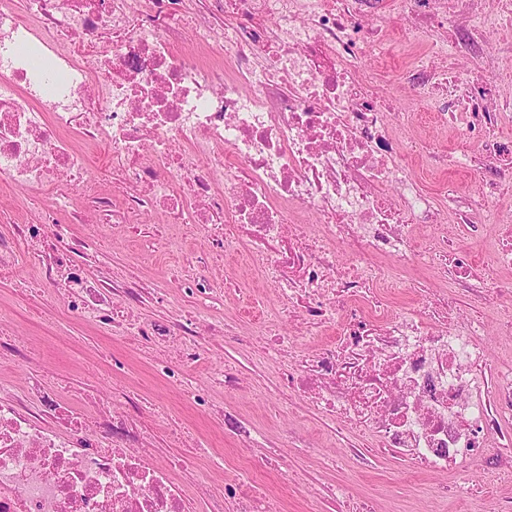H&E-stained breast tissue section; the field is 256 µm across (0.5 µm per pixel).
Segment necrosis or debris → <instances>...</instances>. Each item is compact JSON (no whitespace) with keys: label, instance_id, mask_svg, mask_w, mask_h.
I'll list each match as a JSON object with an SVG mask.
<instances>
[{"label":"necrosis or debris","instance_id":"1","mask_svg":"<svg viewBox=\"0 0 512 512\" xmlns=\"http://www.w3.org/2000/svg\"><path fill=\"white\" fill-rule=\"evenodd\" d=\"M469 2L401 0L407 37L449 17L482 58L498 24L470 25ZM188 3L0 0V177L44 205L41 223L0 238V274L29 260L65 284L72 313L107 308L123 328L142 289L66 277L72 251L56 232L71 187L96 193L73 138L106 144L124 209L99 205L100 220L171 211L274 271L280 318L338 325L334 342L310 351L273 330L259 339L308 407L429 472L457 469L478 448H511L501 417L512 414V365L484 382L488 345L456 328L447 295L407 313L379 293L399 287L393 267L418 260L413 226L443 220L407 177L418 143L394 148L389 106L362 67L390 24L380 0H202L197 50L184 54L174 44ZM404 78L454 98L463 159L496 164L490 191L512 182V139L496 132L512 110L483 111L469 94L477 83L496 100L492 70L474 78L422 63ZM138 411L118 398L84 416L41 373L23 395H0V512H196L200 500L207 512H277L248 467L186 492L172 472L191 471L193 458L173 466L144 450Z\"/></svg>","mask_w":512,"mask_h":512}]
</instances>
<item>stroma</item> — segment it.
Masks as SVG:
<instances>
[{
	"instance_id": "35a3bbf8",
	"label": "stroma",
	"mask_w": 512,
	"mask_h": 512,
	"mask_svg": "<svg viewBox=\"0 0 512 512\" xmlns=\"http://www.w3.org/2000/svg\"><path fill=\"white\" fill-rule=\"evenodd\" d=\"M387 39L393 52L369 57L366 70L377 75V93L392 111L409 116V135L421 138L427 149L409 158L407 173L448 215L440 224L414 228L417 247L447 242L449 249L467 253L477 279L512 281V269L492 262L495 241L512 222V183L492 199L482 197V177L440 158L455 157L460 149L453 123H439L444 100L409 88L401 74L419 58L440 68L462 66L466 56L451 38L432 43L420 38L408 43L403 31L390 26ZM93 199L77 197L71 211L72 238L87 242L74 262L83 277L118 284L134 282L145 288L142 301L131 307L133 321L148 324L174 321L192 310L175 277L187 257L208 251L207 240L192 224H174L161 213H148L127 224L93 223ZM41 205L32 194L0 178V238H11L18 225L40 223ZM222 300L217 318L229 333L205 334L198 364L187 368L183 385L166 382L154 366L176 360L177 342L159 352L133 331L115 332L111 321L89 314H71L65 297L40 274L22 264L0 276V336L24 346L28 358L0 356V390L22 393L28 376L47 374L77 411L90 413L111 405L113 390L151 406L141 427L151 447L169 459L196 458L197 476L221 482L223 463L256 466L263 493L280 512H501L512 502V454L492 449L469 458L463 468L447 474H421L378 448L370 436L353 432L335 419L309 412L305 403L285 387L276 366L265 363L248 342L258 328L279 310V297L266 275L251 270L245 256L232 253L202 268ZM408 287L391 291V305L418 308L433 292H446L456 303L458 325L480 323L493 366L512 363V336L498 333L502 310L494 297L472 292L470 285L452 282L444 267L423 262L400 269ZM231 369L243 379L242 389L227 391L216 380ZM206 389L215 409L247 423L257 434L255 447H239L232 433L193 405L188 392ZM280 454L287 470L261 468L262 458ZM194 476V477H197ZM194 477L178 474L179 483ZM342 486L346 496H334Z\"/></svg>"
}]
</instances>
